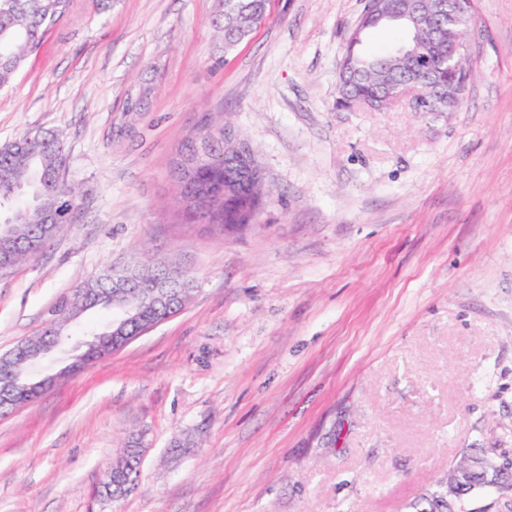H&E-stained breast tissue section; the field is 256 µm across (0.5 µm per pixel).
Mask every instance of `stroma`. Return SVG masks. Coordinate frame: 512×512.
<instances>
[{
  "label": "stroma",
  "mask_w": 512,
  "mask_h": 512,
  "mask_svg": "<svg viewBox=\"0 0 512 512\" xmlns=\"http://www.w3.org/2000/svg\"><path fill=\"white\" fill-rule=\"evenodd\" d=\"M363 7L269 0L228 54L222 0H70L0 90V145L62 131L80 201L0 278V353L110 268L194 281L177 315L0 416V512H413L465 449L512 450V0H475L449 112L337 107ZM207 124L271 190L236 232L188 216L171 174ZM135 437L138 486L95 499Z\"/></svg>",
  "instance_id": "1"
}]
</instances>
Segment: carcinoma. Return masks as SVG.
<instances>
[{
  "instance_id": "1",
  "label": "carcinoma",
  "mask_w": 512,
  "mask_h": 512,
  "mask_svg": "<svg viewBox=\"0 0 512 512\" xmlns=\"http://www.w3.org/2000/svg\"><path fill=\"white\" fill-rule=\"evenodd\" d=\"M268 0H223V23L218 25L224 40V54L232 52L264 21ZM68 6V0H0V89L8 87L27 56L38 46L45 32L56 23ZM415 35L406 38L392 51L380 55L362 54L344 64L348 84L341 86L336 106L363 104L372 99L383 85L397 87L419 72L427 84L444 92L448 89V61L437 60L429 69L421 68L414 48ZM230 142L224 139V127L206 125L188 141L185 151L174 161V176L180 187L185 208L210 224L227 226L229 215L240 209L239 223L249 224L253 211L267 195L261 172L246 146L235 162L225 157ZM68 155L59 131H41L0 146V229L28 240L27 250L14 256V264L34 258L50 241L35 233L49 212L65 214L78 206L73 190L65 185ZM179 280L184 297L192 291L193 279L173 262L143 266L138 272L139 284L150 288L161 276ZM94 297L112 292V273L90 280L77 289ZM166 309L152 304L139 312L126 310L122 317L135 321L160 322ZM61 357L41 358L13 367L0 364V375L22 372L23 386L14 391L16 401L27 403L32 398L31 385L38 381L35 367L46 361L57 363ZM140 450L127 448L110 468L113 480L102 483L103 496L110 499L121 491L125 474L138 464ZM473 495L462 492L456 501L448 502L447 491L423 495L414 512H466L465 505Z\"/></svg>"
}]
</instances>
